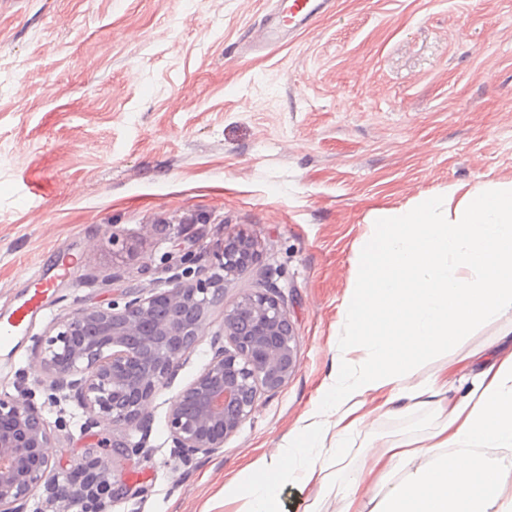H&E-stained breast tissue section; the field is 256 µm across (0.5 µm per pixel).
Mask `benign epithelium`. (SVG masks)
<instances>
[{"label":"benign epithelium","instance_id":"benign-epithelium-1","mask_svg":"<svg viewBox=\"0 0 512 512\" xmlns=\"http://www.w3.org/2000/svg\"><path fill=\"white\" fill-rule=\"evenodd\" d=\"M255 257L254 239L238 233L224 240L218 265L228 276ZM126 297L122 304L81 308L60 322L56 335L35 341L36 366L52 378L55 392L77 401L89 427L108 420L147 429L150 404L195 348L212 308L224 300L216 276ZM295 347L285 303L274 293L255 290L224 309L211 358L170 402L174 453L189 460L223 451L254 413L260 392L279 389L296 371ZM50 444V428L22 379L16 393L0 394V512H20L43 485L56 512H70L101 484L94 462L80 468L78 489L74 475L50 473Z\"/></svg>","mask_w":512,"mask_h":512}]
</instances>
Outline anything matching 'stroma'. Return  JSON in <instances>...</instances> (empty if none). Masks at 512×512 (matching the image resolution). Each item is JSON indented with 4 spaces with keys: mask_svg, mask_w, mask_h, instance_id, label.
Listing matches in <instances>:
<instances>
[{
    "mask_svg": "<svg viewBox=\"0 0 512 512\" xmlns=\"http://www.w3.org/2000/svg\"><path fill=\"white\" fill-rule=\"evenodd\" d=\"M303 35L247 50L267 0H0V309L32 288L48 254L77 265L34 320L0 393L33 385L52 471L99 461L104 512H225L224 487L262 466L312 410L347 336L341 317L356 250L376 212L421 196L512 187V0H335ZM257 242L224 280L150 431L86 427L74 400L48 401L34 339L77 309L124 302L213 272L227 236ZM193 259L170 261L179 243ZM255 288L283 297L297 370L261 395L223 452L174 454L168 407L210 359L223 312ZM481 326L425 358L465 395L470 352L512 351ZM433 411L374 413L349 444L424 437ZM141 444L124 458L119 444Z\"/></svg>",
    "mask_w": 512,
    "mask_h": 512,
    "instance_id": "1",
    "label": "stroma"
}]
</instances>
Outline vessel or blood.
Here are the masks:
<instances>
[{
    "mask_svg": "<svg viewBox=\"0 0 512 512\" xmlns=\"http://www.w3.org/2000/svg\"><path fill=\"white\" fill-rule=\"evenodd\" d=\"M334 0H274L264 28L257 37L256 46L280 42L306 28L311 20L324 14ZM75 256L57 259L55 268L43 269L35 280V287L13 307L0 312V351L12 355L21 344L26 326L46 310V300L57 281L66 279Z\"/></svg>",
    "mask_w": 512,
    "mask_h": 512,
    "instance_id": "1",
    "label": "vessel or blood"
}]
</instances>
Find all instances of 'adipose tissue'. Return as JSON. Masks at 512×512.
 Here are the masks:
<instances>
[{
  "label": "adipose tissue",
  "mask_w": 512,
  "mask_h": 512,
  "mask_svg": "<svg viewBox=\"0 0 512 512\" xmlns=\"http://www.w3.org/2000/svg\"><path fill=\"white\" fill-rule=\"evenodd\" d=\"M343 309L347 342L313 411L264 467L225 485V505L283 512V488L314 484L335 488L338 512H512V352L485 361L461 397L444 371L411 382L429 354L512 314V188H477L448 208L423 197L377 212ZM429 406L440 421L424 445L389 442L346 467L350 437L372 410ZM368 479L383 492L374 504L359 493Z\"/></svg>",
  "instance_id": "adipose-tissue-1"
}]
</instances>
